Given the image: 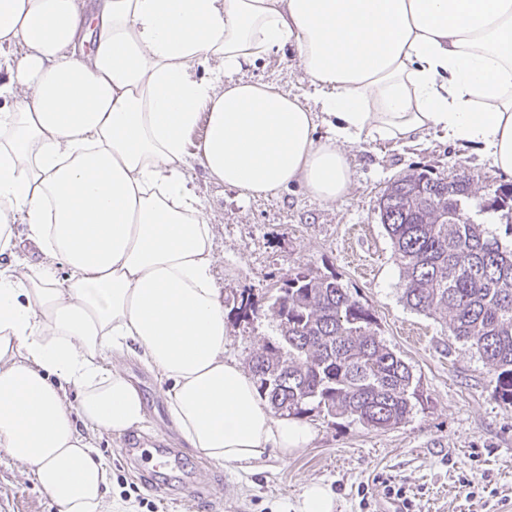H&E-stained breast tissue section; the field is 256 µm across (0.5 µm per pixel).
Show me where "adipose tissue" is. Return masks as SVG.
<instances>
[{"label": "adipose tissue", "mask_w": 512, "mask_h": 512, "mask_svg": "<svg viewBox=\"0 0 512 512\" xmlns=\"http://www.w3.org/2000/svg\"><path fill=\"white\" fill-rule=\"evenodd\" d=\"M287 47L311 99L239 76ZM7 48L0 448L58 512H116L90 437L145 412L114 357L168 382L181 440L211 462L313 439L224 358L214 230L188 160L249 198L299 185L333 202L352 184L348 146L439 131L512 175V0H0Z\"/></svg>", "instance_id": "obj_1"}]
</instances>
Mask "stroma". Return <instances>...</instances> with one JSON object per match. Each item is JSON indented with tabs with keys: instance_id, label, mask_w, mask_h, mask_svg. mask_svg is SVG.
Wrapping results in <instances>:
<instances>
[{
	"instance_id": "obj_1",
	"label": "stroma",
	"mask_w": 512,
	"mask_h": 512,
	"mask_svg": "<svg viewBox=\"0 0 512 512\" xmlns=\"http://www.w3.org/2000/svg\"><path fill=\"white\" fill-rule=\"evenodd\" d=\"M244 75L299 96L311 91L290 48ZM348 153L353 183L336 202L315 199L298 185L271 198H248L189 162L187 175L214 228L215 278L228 331L224 356L247 365L275 334L268 309L274 288L289 269L310 267L336 276L375 312L381 339L419 383L421 398L412 413L395 428L375 430L314 410L303 417L315 431L304 451L284 458L270 449L248 468L223 466L187 448L168 413L166 382L130 357L122 368L145 406V420L132 434L140 443L129 445L123 435L95 439L112 469L113 500L137 501V512H297L305 487L318 483L331 494L333 512H384L394 486L404 490L410 512H512V407L496 399L488 365L470 344L450 335L444 319L405 305L400 270L377 212L387 182L410 169L448 177L462 169L479 187L508 177L479 153L437 134L413 147L366 141L349 146ZM358 256L371 261L368 274L356 266ZM243 293L252 294L259 308L248 319L233 310ZM157 441L176 451L179 467L154 470L149 487L136 470L154 469ZM185 474L201 483L204 500L178 491ZM0 512H57L27 467L2 448Z\"/></svg>"
}]
</instances>
